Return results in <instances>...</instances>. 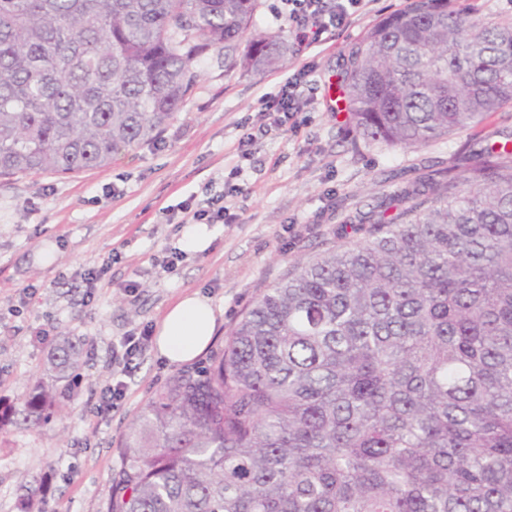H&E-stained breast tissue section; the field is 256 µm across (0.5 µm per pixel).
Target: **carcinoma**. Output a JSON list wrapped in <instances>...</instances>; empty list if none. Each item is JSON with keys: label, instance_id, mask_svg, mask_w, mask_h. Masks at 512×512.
Segmentation results:
<instances>
[{"label": "carcinoma", "instance_id": "1", "mask_svg": "<svg viewBox=\"0 0 512 512\" xmlns=\"http://www.w3.org/2000/svg\"><path fill=\"white\" fill-rule=\"evenodd\" d=\"M259 0H0V179L77 174L152 140L198 65L261 71ZM354 138L424 146L512 106V23L409 0L340 73ZM296 263L222 355L129 424L105 512H512V149L432 180ZM82 344L47 356L57 381ZM37 380L0 428L55 412Z\"/></svg>", "mask_w": 512, "mask_h": 512}]
</instances>
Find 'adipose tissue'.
<instances>
[{
  "instance_id": "ef3b65f1",
  "label": "adipose tissue",
  "mask_w": 512,
  "mask_h": 512,
  "mask_svg": "<svg viewBox=\"0 0 512 512\" xmlns=\"http://www.w3.org/2000/svg\"><path fill=\"white\" fill-rule=\"evenodd\" d=\"M217 320L209 299L196 293L186 295L173 304L157 324L155 349L168 363L191 362L210 347Z\"/></svg>"
}]
</instances>
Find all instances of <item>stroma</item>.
<instances>
[{"label":"stroma","instance_id":"35a3bbf8","mask_svg":"<svg viewBox=\"0 0 512 512\" xmlns=\"http://www.w3.org/2000/svg\"><path fill=\"white\" fill-rule=\"evenodd\" d=\"M407 0H366L322 42L298 45L281 0H260L255 32L284 37L285 60L260 72L225 73L215 54L200 66L191 96L149 142L75 175L0 180V401L21 398L45 377L60 333L82 340L83 364L58 396L49 424L0 428V512H22L40 482L37 512H105L112 470L131 420L179 373L149 338L181 296L208 297L219 318L207 365L222 353L245 309L306 257L356 242L342 224L372 229L381 214L407 206L405 189L456 164L466 142L496 147L512 137V107L416 148L354 139L349 112L337 111L338 75L353 45ZM306 70L303 124L279 125L262 97ZM254 134L246 142V134ZM228 206L204 253L164 262L181 236L185 203ZM145 337L129 366L115 359L123 340ZM124 398L98 404L116 382Z\"/></svg>","mask_w":512,"mask_h":512}]
</instances>
